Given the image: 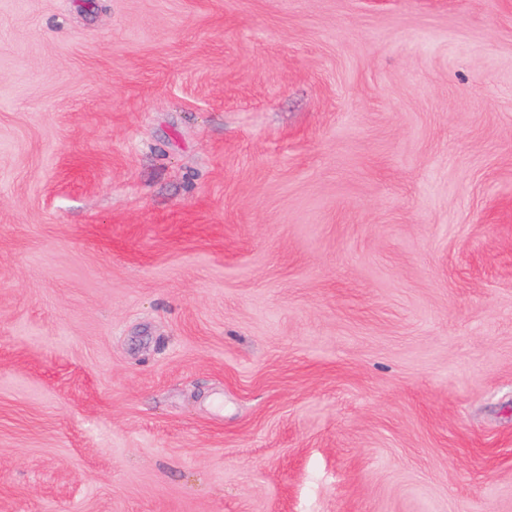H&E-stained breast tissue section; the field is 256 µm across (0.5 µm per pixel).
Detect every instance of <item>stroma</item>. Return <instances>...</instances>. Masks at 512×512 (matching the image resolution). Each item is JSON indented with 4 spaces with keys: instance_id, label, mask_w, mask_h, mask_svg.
<instances>
[{
    "instance_id": "35a3bbf8",
    "label": "stroma",
    "mask_w": 512,
    "mask_h": 512,
    "mask_svg": "<svg viewBox=\"0 0 512 512\" xmlns=\"http://www.w3.org/2000/svg\"><path fill=\"white\" fill-rule=\"evenodd\" d=\"M0 512H512V0H0Z\"/></svg>"
}]
</instances>
